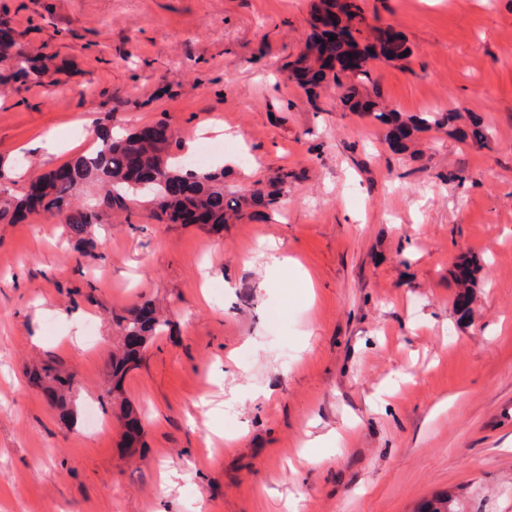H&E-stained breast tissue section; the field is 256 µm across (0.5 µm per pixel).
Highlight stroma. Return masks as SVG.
<instances>
[{
  "mask_svg": "<svg viewBox=\"0 0 512 512\" xmlns=\"http://www.w3.org/2000/svg\"><path fill=\"white\" fill-rule=\"evenodd\" d=\"M319 2L0 0L44 74L0 93L11 194L93 150L94 125L172 126L230 198L295 175L277 210L217 231L144 203L103 213L88 249L47 215L0 224V512H418L446 491L512 512V0H360L363 41L387 26L409 50L369 60L363 91L404 118L456 116L403 151L336 88L286 80ZM477 122L487 138L461 140ZM60 129L72 148L47 154ZM145 301L170 328L125 380L146 412L130 455L115 419L93 435L85 413L123 343L115 317ZM47 363L84 379L72 419L29 377ZM338 434L345 451L304 457Z\"/></svg>",
  "mask_w": 512,
  "mask_h": 512,
  "instance_id": "obj_1",
  "label": "stroma"
}]
</instances>
